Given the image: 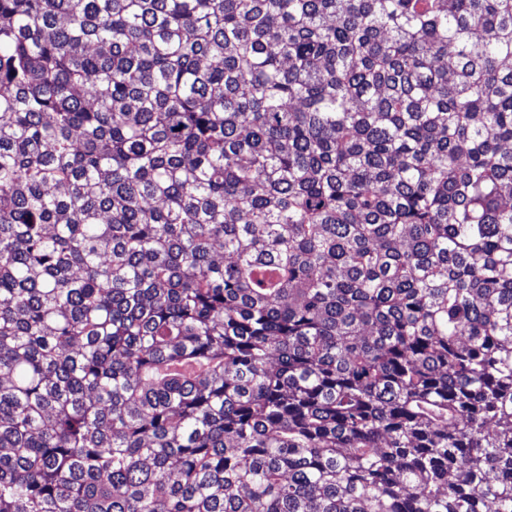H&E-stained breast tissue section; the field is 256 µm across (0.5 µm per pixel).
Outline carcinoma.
I'll return each instance as SVG.
<instances>
[{
  "label": "carcinoma",
  "instance_id": "carcinoma-1",
  "mask_svg": "<svg viewBox=\"0 0 512 512\" xmlns=\"http://www.w3.org/2000/svg\"><path fill=\"white\" fill-rule=\"evenodd\" d=\"M0 512H512V0H0Z\"/></svg>",
  "mask_w": 512,
  "mask_h": 512
}]
</instances>
